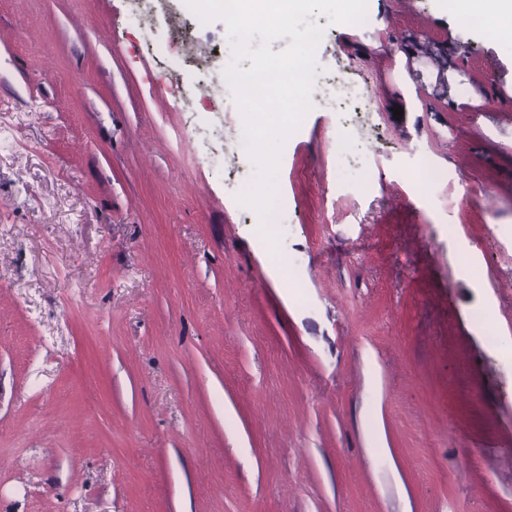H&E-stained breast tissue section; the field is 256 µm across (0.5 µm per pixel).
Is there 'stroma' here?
<instances>
[{"label":"stroma","instance_id":"1","mask_svg":"<svg viewBox=\"0 0 512 512\" xmlns=\"http://www.w3.org/2000/svg\"><path fill=\"white\" fill-rule=\"evenodd\" d=\"M157 16L0 0V512H512V39L311 15L376 109L285 139L287 274L224 19ZM247 209L251 211V217L254 220V224L258 225L259 230L265 238L271 239L278 235L280 224H285L286 217L288 214V200H284L278 207H274V213L271 217L264 220L261 214L254 208L247 206Z\"/></svg>","mask_w":512,"mask_h":512}]
</instances>
